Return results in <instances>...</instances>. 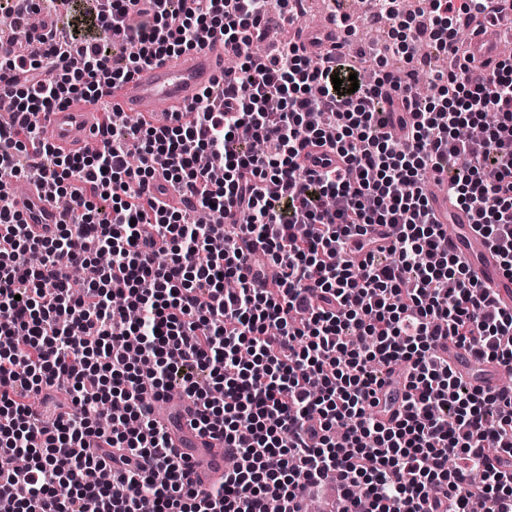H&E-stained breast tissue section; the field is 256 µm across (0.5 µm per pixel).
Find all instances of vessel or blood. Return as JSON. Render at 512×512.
Segmentation results:
<instances>
[{
	"label": "vessel or blood",
	"mask_w": 512,
	"mask_h": 512,
	"mask_svg": "<svg viewBox=\"0 0 512 512\" xmlns=\"http://www.w3.org/2000/svg\"><path fill=\"white\" fill-rule=\"evenodd\" d=\"M500 25V18L491 14L486 19V31L470 34L466 52L476 62L492 65L498 61L500 46L489 37L488 32ZM295 40L306 53L312 54L324 46H335L336 32L331 27L318 33L299 29L295 32ZM224 53L223 45L208 43L191 53L144 68L113 93L112 102L121 111L139 112L147 116L174 106H186L203 87L210 85L223 72ZM103 120V113L87 104L78 108H64L50 113L46 118L53 144L65 150L76 147L84 151L99 146L97 126ZM48 193L47 186L39 182L29 185L25 193L18 196L19 208L28 223H59L60 215L53 209ZM431 198L438 222L444 224L451 220L458 228L457 234L449 238V248L468 264L473 280L480 287L490 289L496 304L511 310L512 277L505 275L496 250L477 243L472 214L460 208L449 209L443 186H435ZM448 361L472 387L495 391L502 385L504 371L501 367L476 361L456 345H449ZM403 382L402 369L396 368L384 374L380 387V395L385 401L382 408L384 419L396 417ZM187 442L192 445L189 472L193 483L205 488L221 480L225 460L223 440L196 433L188 439L180 435L173 439L174 446L178 448Z\"/></svg>",
	"instance_id": "vessel-or-blood-1"
}]
</instances>
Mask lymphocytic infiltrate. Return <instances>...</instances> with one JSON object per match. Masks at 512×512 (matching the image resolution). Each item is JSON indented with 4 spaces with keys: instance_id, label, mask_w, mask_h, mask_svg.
<instances>
[{
    "instance_id": "f902f5d3",
    "label": "lymphocytic infiltrate",
    "mask_w": 512,
    "mask_h": 512,
    "mask_svg": "<svg viewBox=\"0 0 512 512\" xmlns=\"http://www.w3.org/2000/svg\"><path fill=\"white\" fill-rule=\"evenodd\" d=\"M108 2L95 38L37 41L30 13L60 15L64 0H0L29 44L0 54L13 116L0 141L14 145L0 154V454L28 458L0 468V512H307L331 476L347 512H512V387H470L440 355L451 340L512 371V310L443 250L448 227L424 191L445 185L512 274V57L469 62L459 42L491 12L511 40L512 0L406 15L375 0L409 33L370 50L371 76L349 52L254 54L286 28L291 0ZM206 40L240 64L183 118L105 122L90 153L54 147L29 120L105 101ZM425 42L453 64L428 68L431 98L389 64ZM475 125L480 138L460 137ZM310 144L333 158L301 165ZM20 177L68 197L71 221L37 235L7 190ZM159 178L182 207L142 195ZM209 206L227 223H196ZM104 253L111 263L73 293L72 270ZM399 363L387 423L376 385ZM174 387L197 407L192 428L234 461L204 492L156 413Z\"/></svg>"
}]
</instances>
